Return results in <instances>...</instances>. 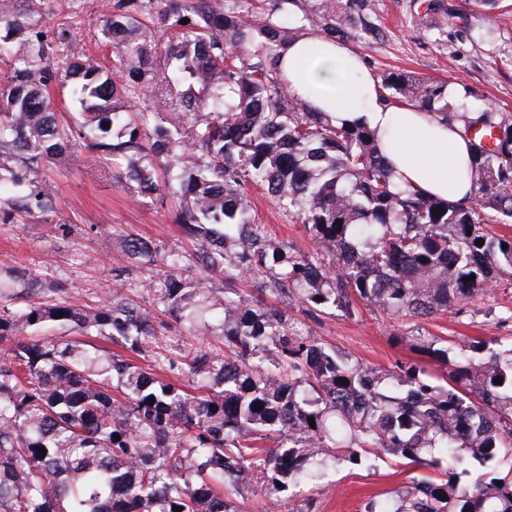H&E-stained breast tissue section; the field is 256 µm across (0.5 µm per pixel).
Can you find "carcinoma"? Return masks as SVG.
I'll use <instances>...</instances> for the list:
<instances>
[{
	"label": "carcinoma",
	"mask_w": 512,
	"mask_h": 512,
	"mask_svg": "<svg viewBox=\"0 0 512 512\" xmlns=\"http://www.w3.org/2000/svg\"><path fill=\"white\" fill-rule=\"evenodd\" d=\"M19 3L0 0V222H52L54 192L28 175L79 139L129 158L123 179L143 196L179 198L197 249L162 254L129 235L116 263L156 265L148 288L188 331L219 278H249L310 312L364 301L419 320L512 283V235L493 228L512 224V114L451 112L447 83L382 76L385 100L461 125L473 191L454 202L394 185L367 128L335 125L291 92L279 62L300 31L380 37L363 0H115L99 29L112 49L104 66L80 55L70 29L48 32ZM420 6L424 27L448 14L446 0ZM162 57L174 66L157 67ZM53 84L78 126L58 120ZM142 94L156 98L149 129L130 104ZM249 185L308 229L315 254L255 223ZM196 267L204 275L187 280ZM12 300L0 305V512H243L226 495L239 482L277 494L331 459L363 463L359 448L439 475L374 495L363 512H512V342L431 336L422 351L443 373L406 363L383 374L292 332L277 308L226 297L211 329L224 352L157 355L188 391L91 341L39 335L106 330L110 343L145 351L152 315L121 291L94 309Z\"/></svg>",
	"instance_id": "cac0c4a2"
}]
</instances>
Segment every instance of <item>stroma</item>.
I'll return each mask as SVG.
<instances>
[{"label": "stroma", "instance_id": "stroma-1", "mask_svg": "<svg viewBox=\"0 0 512 512\" xmlns=\"http://www.w3.org/2000/svg\"><path fill=\"white\" fill-rule=\"evenodd\" d=\"M419 2L366 0V12L382 36L367 46L356 44L364 65L378 78L400 69L447 82L462 92L461 97H449L452 111L465 107L473 112H512V0L477 9L466 7L463 0H448L464 11V18H437L434 27L424 33L414 26ZM112 3L52 0L42 17L50 31L59 23H69L87 54L105 62L110 51L97 35ZM127 165V158L121 156L94 159L82 142L73 152L52 160L38 178L57 193L54 220L60 228L54 231L40 223L0 224V272L36 270L47 285L39 299L57 298L80 308L95 306L114 287H123L128 298L155 317L158 329L150 348L171 356L209 349L211 337L205 326H197L190 335L182 323L158 311L156 298L147 289L154 266L145 263L125 273L113 269L111 257L121 252L127 234L150 239L163 253L194 250L170 202L138 196L121 180ZM251 206L257 223L273 237L303 253H314L315 244L303 225L292 221L274 200L256 191ZM231 287L259 304L285 311L299 330L385 373L396 372L399 364L408 361L437 369V362L416 349L410 336L415 329L460 343L512 336V288L500 284L492 286L491 302L477 299L465 304L459 314L422 322L389 316L364 303L357 304L351 315L341 310L313 315L292 298L260 292L250 280L234 281ZM428 474V469L405 466L388 455L360 465L341 460L329 463L318 483L292 487L276 497L245 483L234 499L245 512H362L369 496L395 495L410 479Z\"/></svg>", "mask_w": 512, "mask_h": 512}]
</instances>
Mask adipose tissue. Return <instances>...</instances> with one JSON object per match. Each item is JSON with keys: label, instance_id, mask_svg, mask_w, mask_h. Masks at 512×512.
<instances>
[{"label": "adipose tissue", "instance_id": "1", "mask_svg": "<svg viewBox=\"0 0 512 512\" xmlns=\"http://www.w3.org/2000/svg\"><path fill=\"white\" fill-rule=\"evenodd\" d=\"M291 91L334 123L375 131L393 182L425 195L462 200L471 193L469 143L432 113L385 102L359 54L341 42L306 36L283 54Z\"/></svg>", "mask_w": 512, "mask_h": 512}]
</instances>
